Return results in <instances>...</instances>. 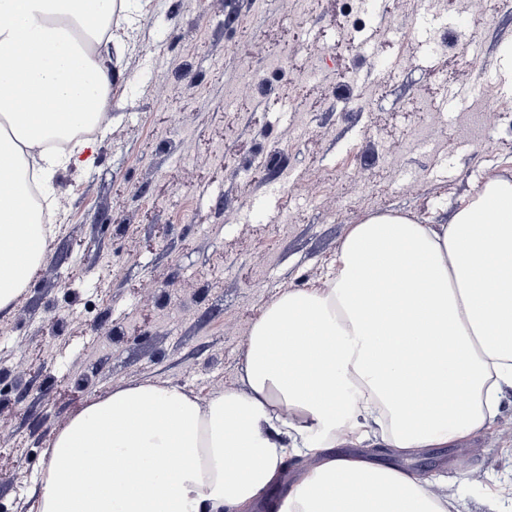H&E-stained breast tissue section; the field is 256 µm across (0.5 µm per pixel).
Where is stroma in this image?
Returning a JSON list of instances; mask_svg holds the SVG:
<instances>
[{
	"instance_id": "stroma-1",
	"label": "stroma",
	"mask_w": 512,
	"mask_h": 512,
	"mask_svg": "<svg viewBox=\"0 0 512 512\" xmlns=\"http://www.w3.org/2000/svg\"><path fill=\"white\" fill-rule=\"evenodd\" d=\"M465 2L388 0L404 45L356 0H313L300 14L293 0H131L129 21H113L96 50L112 75L96 162L54 174L47 259L0 312V376L12 387L0 395L5 512H29L44 448L88 400L147 378L203 399L218 378L241 388L254 321L282 292L318 285L351 225L388 210L448 219L512 157V112L488 127L477 118L512 105L501 74L512 9L477 31ZM303 29L336 56L305 50L273 72L270 52ZM245 64L263 83L252 104L225 108ZM451 85L480 94L477 114L444 104ZM427 97L439 113L419 112ZM297 122L304 134L287 140ZM187 139L197 150L184 158ZM359 169L370 180L348 192ZM407 176L414 191L401 186ZM321 181L344 191L341 212L310 196ZM144 293L153 304L132 307ZM94 329L104 342H89ZM339 450L429 479L448 512H512L511 388L493 424L457 444L400 454L374 435Z\"/></svg>"
}]
</instances>
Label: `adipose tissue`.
Returning <instances> with one entry per match:
<instances>
[{
	"label": "adipose tissue",
	"mask_w": 512,
	"mask_h": 512,
	"mask_svg": "<svg viewBox=\"0 0 512 512\" xmlns=\"http://www.w3.org/2000/svg\"><path fill=\"white\" fill-rule=\"evenodd\" d=\"M127 11L0 0V311L53 234L29 174L90 167L81 130L111 105L109 71L56 21L90 30ZM241 380L203 399L147 379L87 402L46 449L31 512H448L414 474L328 450L375 426L411 452L492 423L512 388V176H488L444 223L388 211L351 225L322 285L264 307ZM293 458L304 467L272 497Z\"/></svg>",
	"instance_id": "obj_1"
}]
</instances>
